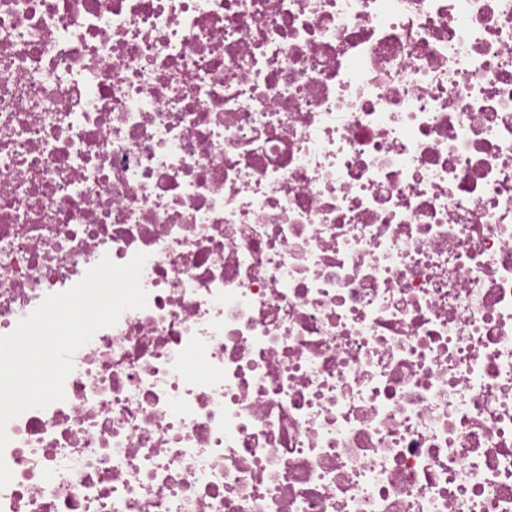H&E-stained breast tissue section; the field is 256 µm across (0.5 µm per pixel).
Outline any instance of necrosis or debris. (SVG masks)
<instances>
[{
	"label": "necrosis or debris",
	"mask_w": 512,
	"mask_h": 512,
	"mask_svg": "<svg viewBox=\"0 0 512 512\" xmlns=\"http://www.w3.org/2000/svg\"><path fill=\"white\" fill-rule=\"evenodd\" d=\"M139 252L0 512H512V0H0V335Z\"/></svg>",
	"instance_id": "4bbe7bcc"
}]
</instances>
